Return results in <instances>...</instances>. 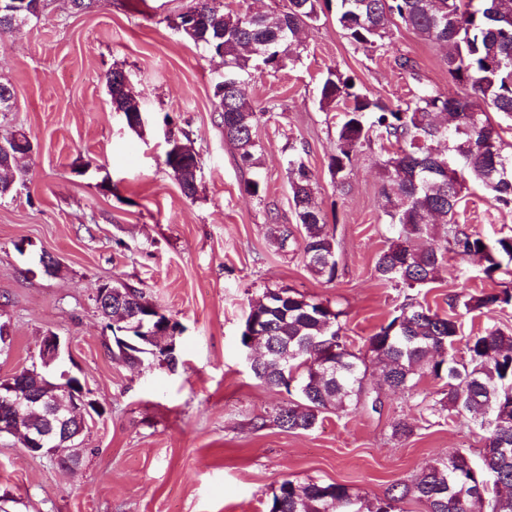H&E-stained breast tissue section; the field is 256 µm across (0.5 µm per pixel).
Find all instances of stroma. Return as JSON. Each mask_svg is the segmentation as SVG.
<instances>
[{
	"mask_svg": "<svg viewBox=\"0 0 512 512\" xmlns=\"http://www.w3.org/2000/svg\"><path fill=\"white\" fill-rule=\"evenodd\" d=\"M191 3L91 0L79 12L71 0H45L39 18L0 36V81L15 97L12 111L0 112V140L24 132L33 142L25 185L0 198V322L10 332L0 375L30 367L52 331L69 345L65 369L103 407L66 468L0 437V512H269L285 479L341 483L372 498L453 450L481 465L483 431L422 412L418 394L382 386L373 370L351 413L328 414L309 432L281 429L272 416L288 396L253 378L240 343L250 303L269 289L292 288L342 310L358 353L404 302L406 290L374 271L393 237L382 209V152L365 147L337 186L328 163L342 112L320 107L319 86L332 68L395 106L420 87L447 90L444 49L398 25L391 52L357 50L326 13L291 46L282 70L240 76L253 106L276 108L256 127L259 164L249 168L225 142L215 106L222 60L174 27ZM400 55L414 72L396 64ZM115 68L139 101V130L110 103L105 75ZM171 132L199 155L195 199L163 163ZM296 147L307 152L315 199L336 239L330 284L307 270L289 203L286 158ZM256 177L267 187L260 199L243 190ZM275 218L292 233L287 246L269 232ZM458 221L488 239L512 234V209L476 187L460 201ZM23 239L30 248L22 254L15 245ZM44 253L60 261L57 275L42 271ZM479 274L478 261L449 256L426 299L444 313L451 295L492 291ZM107 280L140 289L183 326L176 371L112 359L95 301ZM399 419L415 427L408 440L392 436Z\"/></svg>",
	"mask_w": 512,
	"mask_h": 512,
	"instance_id": "obj_1",
	"label": "stroma"
}]
</instances>
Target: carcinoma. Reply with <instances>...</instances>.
Wrapping results in <instances>:
<instances>
[{
  "instance_id": "carcinoma-1",
  "label": "carcinoma",
  "mask_w": 512,
  "mask_h": 512,
  "mask_svg": "<svg viewBox=\"0 0 512 512\" xmlns=\"http://www.w3.org/2000/svg\"><path fill=\"white\" fill-rule=\"evenodd\" d=\"M336 21L351 46L380 50L391 46L390 31L401 23L420 38L448 46L445 62L454 89L423 91L402 105L390 106L355 90L349 76L328 69L319 93L323 109L343 107L336 150L329 159L341 183L363 148L377 138L389 181L382 187L384 214L395 237L377 257L375 273L396 288H424L437 279L448 254L477 256L489 281L512 277V235L487 241L459 227L456 209L469 185L486 190L498 206L512 208V151L496 136L497 152L481 145L494 130L489 111L512 119V0H338ZM195 32L184 37L224 61V80L214 87L216 109L223 112L224 140L241 163L256 164L255 127L274 108L256 109L245 97L239 76L253 59L274 72L286 66L288 46L303 28H312L323 12L322 0H288L273 14L241 12L223 0H195ZM121 70H112L107 87L115 111L137 108ZM304 149L288 157L290 202L303 229L301 248L307 268L326 283L337 277L334 235L315 203V175ZM168 169L179 167V186L187 198L197 193L199 157L189 161L165 152ZM439 217L448 225L444 243L437 242ZM439 313L413 298L402 304L367 338L366 354L349 346L342 312L291 288L268 290L250 305L241 344L251 323L261 320L267 335L259 341L266 352L251 368L261 384L285 390L288 404L274 416L289 432L313 430L323 415L347 413L364 392L370 366L379 368L384 385L415 393L422 379L444 382L441 398L420 393L422 410L465 417L486 434L483 465L468 466L461 452L435 460L411 482H398L382 496L359 495L338 484L290 480L273 493L270 512H403L413 498L426 512H512V334L492 326L469 337L457 349V309L467 313L512 306V282L495 292L470 295L448 303ZM334 349L336 374L314 369L320 355ZM112 359L127 365L164 363L178 366L158 344L136 333L112 330Z\"/></svg>"
}]
</instances>
